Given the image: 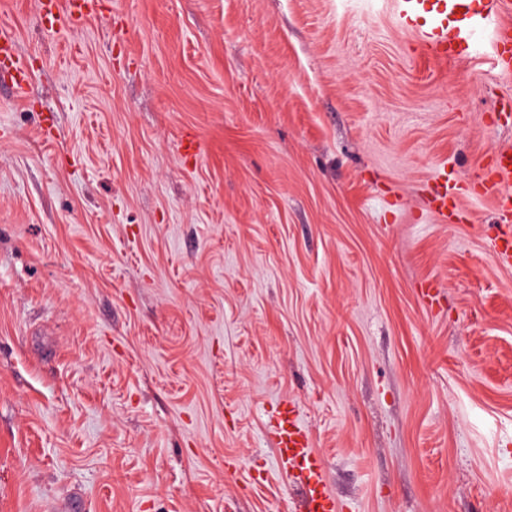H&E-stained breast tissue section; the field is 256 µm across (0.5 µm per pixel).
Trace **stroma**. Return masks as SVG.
<instances>
[{"instance_id":"stroma-1","label":"stroma","mask_w":512,"mask_h":512,"mask_svg":"<svg viewBox=\"0 0 512 512\" xmlns=\"http://www.w3.org/2000/svg\"><path fill=\"white\" fill-rule=\"evenodd\" d=\"M0 88V512H302L291 404L344 512H512V75L425 56L389 0H110ZM203 154L184 163L180 143ZM437 283L440 304L419 299ZM433 186L427 199L428 209L443 218L451 209L465 222L470 221V213L461 199L464 196L491 202L497 210L500 231L493 239V251L499 265L512 266V152H496L484 166L483 173L474 183L473 189L459 191L448 189V172L437 171L433 176Z\"/></svg>"}]
</instances>
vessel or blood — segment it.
Wrapping results in <instances>:
<instances>
[{"instance_id":"vessel-or-blood-1","label":"vessel or blood","mask_w":512,"mask_h":512,"mask_svg":"<svg viewBox=\"0 0 512 512\" xmlns=\"http://www.w3.org/2000/svg\"><path fill=\"white\" fill-rule=\"evenodd\" d=\"M94 6L95 0H37L40 19L50 28L62 21L86 20ZM394 9L398 25L418 33L427 53L441 60L471 56L475 35L492 29V66L499 74L512 73V23L504 19L512 12V0H394ZM0 79L12 84L18 99L27 100L32 75L17 53L13 33L5 29H0ZM467 196L495 206L500 230L493 239L494 255L499 265L511 267L512 152H496L466 193L449 187L447 171H437L427 206L440 217L452 212L466 221L470 218L463 204ZM267 425L276 447L278 468L304 487V512H339L327 484L324 462L314 451L310 434L298 421L295 409L280 404L268 414Z\"/></svg>"}]
</instances>
